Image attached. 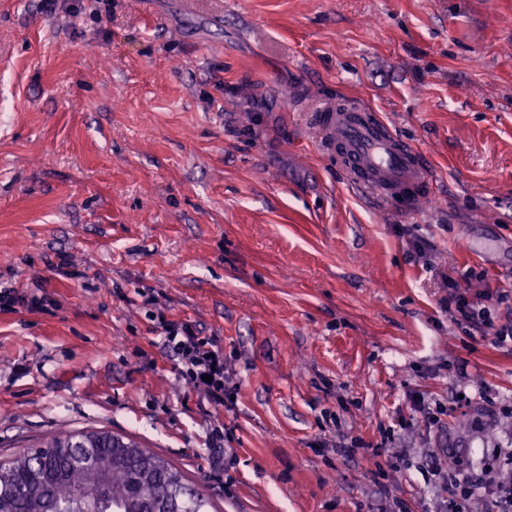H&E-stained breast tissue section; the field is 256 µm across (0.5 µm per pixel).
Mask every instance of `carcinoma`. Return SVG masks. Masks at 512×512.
<instances>
[{"instance_id": "obj_1", "label": "carcinoma", "mask_w": 512, "mask_h": 512, "mask_svg": "<svg viewBox=\"0 0 512 512\" xmlns=\"http://www.w3.org/2000/svg\"><path fill=\"white\" fill-rule=\"evenodd\" d=\"M109 432L53 437L0 463V512H208L182 475Z\"/></svg>"}]
</instances>
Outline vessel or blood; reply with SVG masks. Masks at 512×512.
Here are the masks:
<instances>
[{
  "label": "vessel or blood",
  "instance_id": "obj_1",
  "mask_svg": "<svg viewBox=\"0 0 512 512\" xmlns=\"http://www.w3.org/2000/svg\"><path fill=\"white\" fill-rule=\"evenodd\" d=\"M312 120L327 135L336 167L352 188L404 212L435 193L436 181L422 151L397 136L364 102L337 100L313 112Z\"/></svg>",
  "mask_w": 512,
  "mask_h": 512
}]
</instances>
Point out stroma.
I'll return each mask as SVG.
<instances>
[{
    "mask_svg": "<svg viewBox=\"0 0 512 512\" xmlns=\"http://www.w3.org/2000/svg\"><path fill=\"white\" fill-rule=\"evenodd\" d=\"M73 2L0 0V289L42 300L0 309V460L108 431L210 512H440L433 458L512 441V344L442 307L512 285V0ZM341 96L429 204L346 183L310 120ZM158 312L223 350L224 405Z\"/></svg>",
    "mask_w": 512,
    "mask_h": 512,
    "instance_id": "35a3bbf8",
    "label": "stroma"
}]
</instances>
